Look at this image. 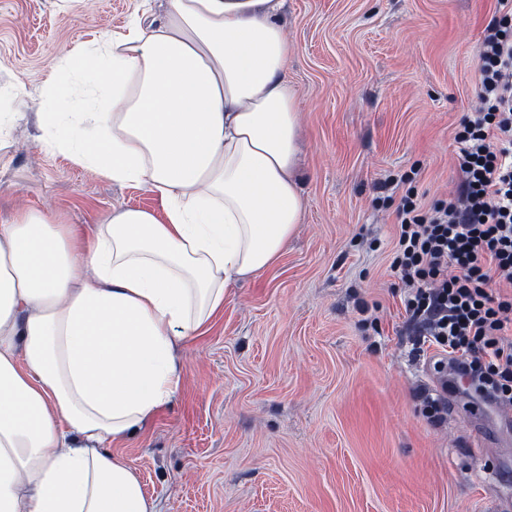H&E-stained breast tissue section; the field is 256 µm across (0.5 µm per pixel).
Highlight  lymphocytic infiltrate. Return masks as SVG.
Here are the masks:
<instances>
[{"mask_svg":"<svg viewBox=\"0 0 512 512\" xmlns=\"http://www.w3.org/2000/svg\"><path fill=\"white\" fill-rule=\"evenodd\" d=\"M477 103L454 141L460 180L447 198L396 207L391 268L412 335L475 396L512 408V0H496L475 73Z\"/></svg>","mask_w":512,"mask_h":512,"instance_id":"lymphocytic-infiltrate-1","label":"lymphocytic infiltrate"}]
</instances>
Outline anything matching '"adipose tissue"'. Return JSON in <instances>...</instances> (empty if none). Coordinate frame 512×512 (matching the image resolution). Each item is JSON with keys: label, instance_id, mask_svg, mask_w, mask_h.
<instances>
[{"label": "adipose tissue", "instance_id": "ef3b65f1", "mask_svg": "<svg viewBox=\"0 0 512 512\" xmlns=\"http://www.w3.org/2000/svg\"><path fill=\"white\" fill-rule=\"evenodd\" d=\"M280 7L160 0L57 58L42 146L164 213L0 214V512H157L113 449L170 403L180 342L304 218Z\"/></svg>", "mask_w": 512, "mask_h": 512}]
</instances>
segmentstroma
<instances>
[{
    "label": "stroma",
    "mask_w": 512,
    "mask_h": 512,
    "mask_svg": "<svg viewBox=\"0 0 512 512\" xmlns=\"http://www.w3.org/2000/svg\"><path fill=\"white\" fill-rule=\"evenodd\" d=\"M144 0H0V213L36 208L90 226L158 198L39 145L38 101L60 53ZM494 0H285L307 202L278 263L238 282L181 345V385L119 448L160 512H512V433L435 418L433 349L405 326L390 268L394 198L422 205L459 180L454 131L476 103ZM25 97L14 94L16 81Z\"/></svg>",
    "instance_id": "1"
}]
</instances>
